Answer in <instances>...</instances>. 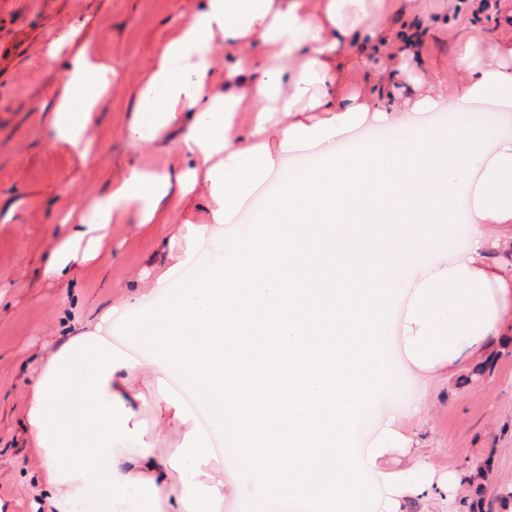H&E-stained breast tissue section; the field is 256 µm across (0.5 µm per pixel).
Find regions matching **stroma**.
Returning a JSON list of instances; mask_svg holds the SVG:
<instances>
[{
    "label": "stroma",
    "mask_w": 512,
    "mask_h": 512,
    "mask_svg": "<svg viewBox=\"0 0 512 512\" xmlns=\"http://www.w3.org/2000/svg\"><path fill=\"white\" fill-rule=\"evenodd\" d=\"M203 2L0 0V512L45 509L30 480L41 459L22 433L32 377L68 337L88 330L139 287L143 272L156 275L167 265L157 233L123 219L110 227L112 252L105 259L79 267L62 284L43 276L70 207L84 205L131 164L176 171L187 165L175 147L181 129L165 142L139 145L127 130L148 63ZM415 24L422 31L417 56L427 82L451 86L461 77L455 62L461 41L487 44L512 34L501 7L483 11L479 0H412L388 17L389 41L374 53L371 69L345 74V90L367 94L378 86L380 70L401 49L400 34ZM73 25L80 26L79 35L48 57L49 47ZM84 46L110 64L113 75L93 130L92 155L82 163L54 141L50 116L65 62ZM277 187V180H266L239 223H212L204 186L188 210L172 201L161 210L168 224L209 225L208 242L196 244L195 254L210 257L216 237L241 239L261 223L264 198ZM387 360L401 384L385 405L412 437L430 482L428 496L413 498L404 512H469L477 494L482 512H512V348L494 351L491 371L480 376L467 362L451 377L410 369L398 343ZM419 393L427 409L414 415L410 407ZM452 474L461 478L453 488Z\"/></svg>",
    "instance_id": "stroma-1"
}]
</instances>
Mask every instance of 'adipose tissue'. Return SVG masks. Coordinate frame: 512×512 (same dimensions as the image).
I'll return each instance as SVG.
<instances>
[{"instance_id": "obj_1", "label": "adipose tissue", "mask_w": 512, "mask_h": 512, "mask_svg": "<svg viewBox=\"0 0 512 512\" xmlns=\"http://www.w3.org/2000/svg\"><path fill=\"white\" fill-rule=\"evenodd\" d=\"M397 0H206L176 27L147 72L129 125L133 143L164 141L183 125L188 166L159 172L129 165L80 214L64 217L44 266L66 280L103 258L118 213L160 223L162 202L184 201L208 185L213 220L230 223L284 155L343 136L372 120H416L380 95H344L348 45L387 42ZM266 47L264 59L252 54ZM235 48L224 91L208 90L218 45ZM464 76L451 91L434 85L418 109L443 105L485 112L437 136L352 146L322 161L272 197L262 224L235 250L172 293L168 304L127 327L138 353L112 343V316L69 337L34 378L23 426L41 465L34 477L47 512H218L224 472L213 466L212 434L180 393L150 400L140 387L177 376L182 391L210 407L238 454L251 458L267 498L295 499L306 512H400L425 491L424 469L409 479L385 471L400 440L387 420L362 466L348 443L362 412L393 380L383 354L399 289L408 300L399 328L410 362L454 372L470 358L512 343V42L466 41ZM51 115L56 141L81 160L112 86V68L80 49ZM248 120H241V113ZM474 218L466 245L447 263L413 270L414 256L454 223L459 194ZM207 228L184 221L166 239L168 267L153 280L169 287ZM164 412L181 438L160 453L143 424ZM385 492L369 503L366 486Z\"/></svg>"}]
</instances>
